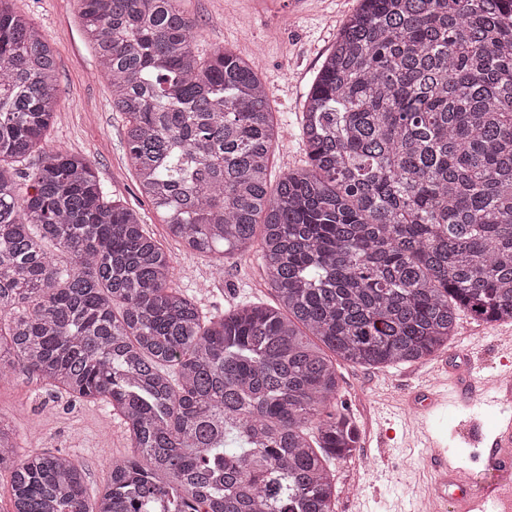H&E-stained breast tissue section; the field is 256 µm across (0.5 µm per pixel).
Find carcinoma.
<instances>
[{
  "label": "carcinoma",
  "instance_id": "carcinoma-1",
  "mask_svg": "<svg viewBox=\"0 0 512 512\" xmlns=\"http://www.w3.org/2000/svg\"><path fill=\"white\" fill-rule=\"evenodd\" d=\"M512 0H361L300 117L305 165L270 185L266 87L231 48L203 59L180 0H77L138 191L191 253L255 251L278 306L206 317L173 259L91 162L43 151L53 45L0 0V381L21 369L104 402L130 454L94 503L83 470L18 455L10 512H334L358 448L333 357L410 364L460 314L512 320Z\"/></svg>",
  "mask_w": 512,
  "mask_h": 512
}]
</instances>
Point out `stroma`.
<instances>
[{"label": "stroma", "mask_w": 512, "mask_h": 512, "mask_svg": "<svg viewBox=\"0 0 512 512\" xmlns=\"http://www.w3.org/2000/svg\"><path fill=\"white\" fill-rule=\"evenodd\" d=\"M358 0H301L283 4L281 13H260L250 0H181L200 26L199 54L229 46L247 57L264 78L279 136L270 168L272 179L305 158L299 112L324 55L332 47ZM50 37L57 53L58 117L45 149L88 159L107 197L139 212L146 229L174 261L173 285L206 316L223 314L235 303H273L258 255L249 252L224 261L215 275L211 258L188 253L169 236L154 208L136 190L128 164L124 114L112 108L107 80L84 30L76 0H15ZM512 323H482L461 317L445 357L456 365L474 359L481 375L506 372L501 362ZM339 396L357 421L361 438L352 460L336 466L335 512H410L431 484L423 437L405 434L402 419L408 394L433 378L430 362L385 368L338 362ZM0 414L16 428L24 452L44 449L68 454L84 471L85 492L95 499L106 484L110 459L127 454L120 420L103 403L55 395L35 376L16 373L0 383ZM498 415L479 406H452L431 425L448 456L475 478H484L483 449L497 428ZM388 432L389 445L375 447L368 434Z\"/></svg>", "instance_id": "35a3bbf8"}]
</instances>
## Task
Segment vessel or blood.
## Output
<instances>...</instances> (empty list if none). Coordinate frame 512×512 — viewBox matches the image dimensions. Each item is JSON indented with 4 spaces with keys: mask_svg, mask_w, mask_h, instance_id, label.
<instances>
[{
    "mask_svg": "<svg viewBox=\"0 0 512 512\" xmlns=\"http://www.w3.org/2000/svg\"><path fill=\"white\" fill-rule=\"evenodd\" d=\"M409 401L425 414L451 404L497 410L500 427L488 444V474L482 481L453 464L437 439H427L426 461L434 480L425 498L433 503V512H512V374L440 379L427 394L412 393Z\"/></svg>",
    "mask_w": 512,
    "mask_h": 512,
    "instance_id": "vessel-or-blood-1",
    "label": "vessel or blood"
}]
</instances>
